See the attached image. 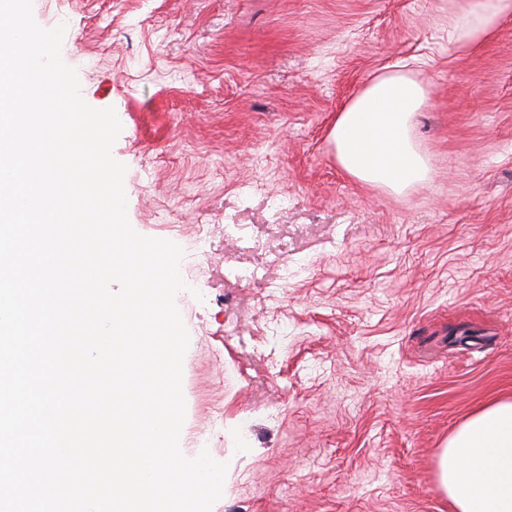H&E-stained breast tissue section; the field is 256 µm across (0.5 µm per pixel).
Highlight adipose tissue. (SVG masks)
Segmentation results:
<instances>
[{"label":"adipose tissue","mask_w":512,"mask_h":512,"mask_svg":"<svg viewBox=\"0 0 512 512\" xmlns=\"http://www.w3.org/2000/svg\"><path fill=\"white\" fill-rule=\"evenodd\" d=\"M512 11V0H479L452 23L469 46ZM426 101L423 88L402 75L377 78L341 112L332 133L341 166L356 178L398 190L428 175L408 131ZM438 487L453 512H512V401L494 403L465 421L442 448Z\"/></svg>","instance_id":"ef3b65f1"}]
</instances>
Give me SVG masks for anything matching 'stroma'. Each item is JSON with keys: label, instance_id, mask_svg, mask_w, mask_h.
<instances>
[{"label": "stroma", "instance_id": "1", "mask_svg": "<svg viewBox=\"0 0 512 512\" xmlns=\"http://www.w3.org/2000/svg\"><path fill=\"white\" fill-rule=\"evenodd\" d=\"M470 0H33L81 94L114 108L126 210L178 244L185 457L212 512H452L437 456L512 400V12ZM428 101L431 177L348 174L331 134L374 79ZM469 10L458 14L452 23L453 41L461 47L469 46L491 30L499 18L512 11L510 0H482Z\"/></svg>", "mask_w": 512, "mask_h": 512}]
</instances>
